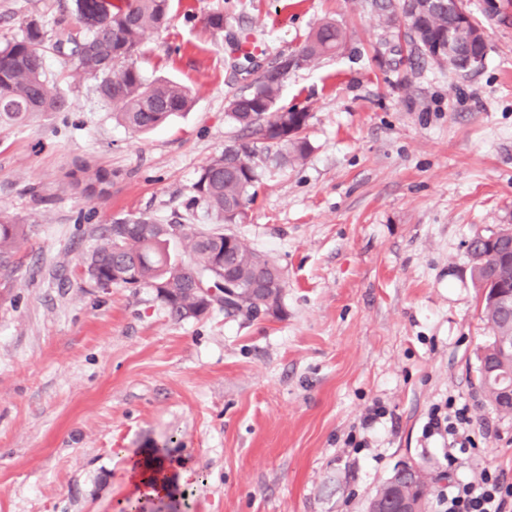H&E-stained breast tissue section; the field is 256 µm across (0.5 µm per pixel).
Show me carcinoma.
I'll list each match as a JSON object with an SVG mask.
<instances>
[{
    "instance_id": "cac0c4a2",
    "label": "carcinoma",
    "mask_w": 512,
    "mask_h": 512,
    "mask_svg": "<svg viewBox=\"0 0 512 512\" xmlns=\"http://www.w3.org/2000/svg\"><path fill=\"white\" fill-rule=\"evenodd\" d=\"M407 2L370 0L371 8L385 23L399 21L407 12ZM170 0H76L77 21L82 31L51 43L41 25L31 20L19 38L0 43V124L26 121L36 112H66L67 99L50 93L45 64L49 52L77 75L95 81L99 97L112 105L113 117L135 133L147 132L172 114L184 112L193 104L191 91L166 80L148 82L135 65L147 32L163 26L170 14ZM476 20L464 21L455 10V0H436L435 7L419 18L408 35L415 48L429 55L430 41L448 38V54L440 65L465 72L474 55L487 51L478 35ZM345 32L333 22L319 25L302 49L282 59L272 71L262 74L254 90L230 101L226 116L230 122L261 135L268 152L277 147L278 161L298 162L309 152L301 136L309 114L282 112L275 102L282 84L292 69L333 53L343 43ZM257 149L228 144L210 159L194 185L188 207L202 210L216 224H239L253 188L259 181ZM86 188L106 193L110 174L104 169L85 173ZM179 242L185 243V257L175 259L169 252L171 240L166 224L147 216L118 220L103 225L95 244L81 257L84 275L98 288L146 286L155 290L175 322L189 318L197 306L196 297L187 291L198 276L204 287L221 289L222 270L229 267L241 287H248L255 265L266 255L243 244L234 234L217 229L182 225ZM26 240L25 225L16 218L0 215V273L13 274L15 256ZM468 251L478 287L483 289L482 313L491 336L483 346L496 349L498 337L512 335L491 292L505 281L502 264L490 253L487 244L470 242Z\"/></svg>"
}]
</instances>
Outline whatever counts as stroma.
I'll list each match as a JSON object with an SVG mask.
<instances>
[{
	"instance_id": "35a3bbf8",
	"label": "stroma",
	"mask_w": 512,
	"mask_h": 512,
	"mask_svg": "<svg viewBox=\"0 0 512 512\" xmlns=\"http://www.w3.org/2000/svg\"><path fill=\"white\" fill-rule=\"evenodd\" d=\"M467 3L487 56L451 72L367 0H172L137 65L195 103L143 136L48 56V89L70 109L0 125V212L27 229L0 278V512H119L129 455L163 445L197 479L146 512H369L403 463L427 477L424 512L489 465L512 483V413L477 381L490 330L468 253L512 225V21ZM62 17L75 0H0V41L31 20L55 37ZM324 20L344 43L290 71L276 100L308 113L310 152L262 165L228 227L281 268V313L215 305L175 322L154 289L90 284L79 258L101 225L201 223L187 208L201 168L257 140L229 122L230 100ZM84 167L112 172L106 194L73 182ZM450 398L476 441L453 464L422 435Z\"/></svg>"
}]
</instances>
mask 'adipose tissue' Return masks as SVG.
Masks as SVG:
<instances>
[{
    "label": "adipose tissue",
    "mask_w": 512,
    "mask_h": 512,
    "mask_svg": "<svg viewBox=\"0 0 512 512\" xmlns=\"http://www.w3.org/2000/svg\"><path fill=\"white\" fill-rule=\"evenodd\" d=\"M191 477L192 472L186 466L157 455L154 449H146L127 464V500L137 503L147 497L171 495Z\"/></svg>",
    "instance_id": "1"
}]
</instances>
